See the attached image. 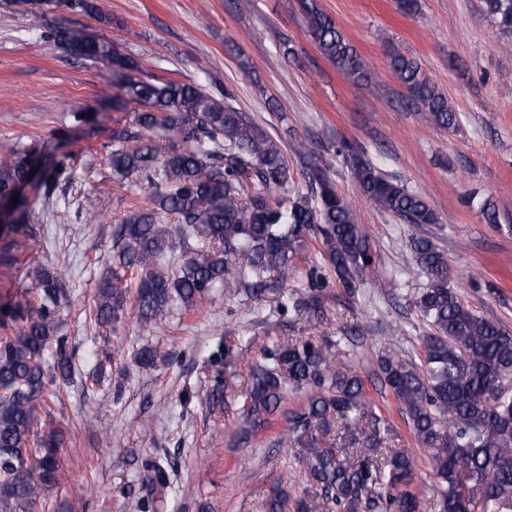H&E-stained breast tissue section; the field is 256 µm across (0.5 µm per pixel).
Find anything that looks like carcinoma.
Wrapping results in <instances>:
<instances>
[{
    "label": "carcinoma",
    "instance_id": "obj_1",
    "mask_svg": "<svg viewBox=\"0 0 512 512\" xmlns=\"http://www.w3.org/2000/svg\"><path fill=\"white\" fill-rule=\"evenodd\" d=\"M71 12L106 17V0H61ZM311 38L321 54L352 81L371 78L357 49L314 3H304ZM487 11L512 45V0H486ZM46 38L75 60L100 63L118 73L124 96L142 110L113 137L110 165L120 185L143 197L145 208L113 229L112 263L97 284L88 322L110 328L132 303L138 325L149 331L177 302L190 306L216 288L245 292L262 301L288 279L290 253L311 240L335 274L330 283L314 266L309 293L296 298V312L326 317L321 294L332 285L357 297L375 280V247L352 204L337 191L326 170L308 166L312 195H288L293 175L280 145L233 105L234 92L214 76L208 86L153 76L119 52L117 40L97 37L79 25L52 29ZM389 67L429 123L449 130L456 112L422 71L418 61L395 47ZM162 127L171 145H154L150 132ZM360 193L410 224H435L437 216L418 194L384 177L350 144L340 150ZM65 156L38 169L36 150L0 141V200L14 223L0 226V265L32 252L33 203L23 193L32 183L47 202L72 182ZM18 202H13V199ZM173 215L176 239L161 222ZM202 236L208 244L188 245ZM182 242L174 270L163 255ZM412 262L428 278L412 306L430 326L420 339V364L393 348L376 358V375L407 416L416 444L436 478L441 512H512V331L476 314L451 285L448 259L432 239L416 237ZM136 276L123 286L119 270ZM24 300L0 298V512H35L39 499L60 484V448L65 432L50 416L60 383L72 376L68 338L58 322L67 301L59 266L31 260ZM328 337L277 336L249 366L244 415L254 433L281 419L297 467L306 481L294 495L288 481L271 486L261 512H423L414 492L415 461L395 446L397 433L366 398L354 365L341 361ZM134 362L148 370L164 362L142 346ZM301 395L296 405L288 396ZM152 486L168 474L147 461Z\"/></svg>",
    "mask_w": 512,
    "mask_h": 512
}]
</instances>
